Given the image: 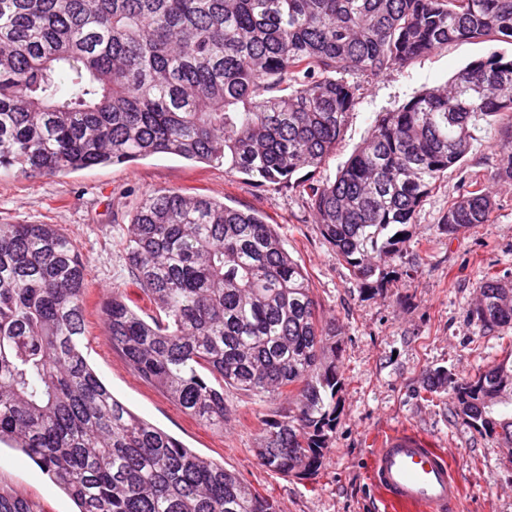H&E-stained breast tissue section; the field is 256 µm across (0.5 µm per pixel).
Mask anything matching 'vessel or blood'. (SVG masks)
I'll return each mask as SVG.
<instances>
[{"mask_svg":"<svg viewBox=\"0 0 512 512\" xmlns=\"http://www.w3.org/2000/svg\"><path fill=\"white\" fill-rule=\"evenodd\" d=\"M369 476L393 512H454L460 497L446 451L409 432L391 433L372 449Z\"/></svg>","mask_w":512,"mask_h":512,"instance_id":"b4317fda","label":"vessel or blood"}]
</instances>
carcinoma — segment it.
Here are the masks:
<instances>
[{
	"label": "carcinoma",
	"mask_w": 512,
	"mask_h": 512,
	"mask_svg": "<svg viewBox=\"0 0 512 512\" xmlns=\"http://www.w3.org/2000/svg\"><path fill=\"white\" fill-rule=\"evenodd\" d=\"M512 43V0H0V170L55 176L154 155L222 164L260 186L303 187L325 240L365 287L382 286L398 235L469 154L477 123L512 118V55L492 52L379 113L335 179L360 87L448 44ZM495 177L512 180V136ZM479 178L449 205L453 232L487 224ZM132 284L102 314L131 368L222 431L230 387L288 410L265 423L260 464L306 478L336 426L340 332L322 320L274 225L174 189L145 193L123 235ZM83 258L53 224H0V443L25 453L78 512H279L238 475L135 414L84 354ZM470 314L512 327V280L485 274ZM451 390L456 413L512 455V352ZM0 512H33L0 486Z\"/></svg>",
	"instance_id": "cac0c4a2"
}]
</instances>
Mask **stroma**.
Instances as JSON below:
<instances>
[{
  "label": "stroma",
  "instance_id": "35a3bbf8",
  "mask_svg": "<svg viewBox=\"0 0 512 512\" xmlns=\"http://www.w3.org/2000/svg\"><path fill=\"white\" fill-rule=\"evenodd\" d=\"M493 50L511 54L512 45L452 43L407 66L358 76L359 98L316 179L335 177L369 135L378 112L446 83L467 63ZM504 126L499 118L481 124L463 173L449 174L425 199L391 281L374 290L363 289L337 258L299 191L258 186L245 176L225 173L223 166L193 164L172 155L37 178L1 171L0 224H54L73 240L86 266L87 355L98 375L134 413L271 494L282 512H387L370 484L368 459L380 437L398 430L446 449L463 491L456 512H512V457L495 437L477 433L456 414L450 394L423 390L427 370L445 368L459 382L512 352V328L487 333L468 315L483 275L512 278V184L494 179ZM464 173L483 179L496 208L490 223L451 234L441 217L461 193ZM158 189L263 212L306 269L321 315L336 320L342 388L336 426L315 475L281 476L262 467L252 453L265 420L275 418L281 403H259L225 390L233 416L223 430L211 429L142 379L104 341L101 309L113 288L126 289L143 313L154 312L148 298L129 282L120 241L141 196ZM0 485L28 500L35 512H75L74 502L32 460L4 444Z\"/></svg>",
  "mask_w": 512,
  "mask_h": 512
}]
</instances>
